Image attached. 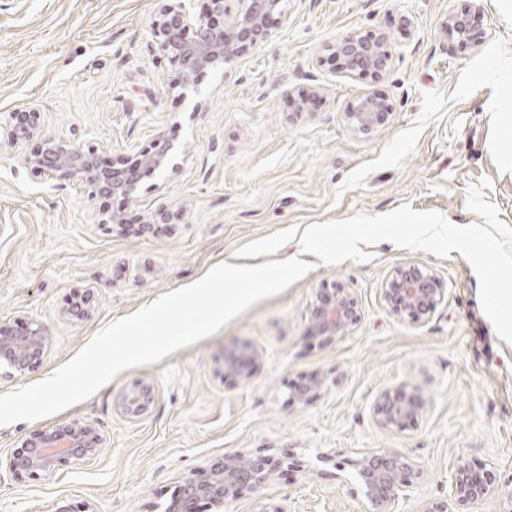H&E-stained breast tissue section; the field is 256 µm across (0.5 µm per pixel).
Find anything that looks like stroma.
Returning a JSON list of instances; mask_svg holds the SVG:
<instances>
[{
    "label": "stroma",
    "instance_id": "35a3bbf8",
    "mask_svg": "<svg viewBox=\"0 0 512 512\" xmlns=\"http://www.w3.org/2000/svg\"><path fill=\"white\" fill-rule=\"evenodd\" d=\"M465 0H283L266 42L194 87L175 84L153 25L162 0H0V116L34 111L41 126L13 145L0 132V326L44 324L50 346L34 370L0 378V394L39 382L108 323L201 279L219 263L261 265L299 256L313 223L410 204L465 226L470 185L512 227V170L498 134L512 121V0H480L475 45L447 49L441 25ZM386 34L384 80L346 75L336 38ZM384 96L388 123L368 136L347 126V105ZM56 139L97 151L101 164L134 163L156 140L179 152L174 170L143 180L125 201L126 225L108 223L110 198L81 177L49 178L25 163ZM373 261L318 266L262 299L217 333L159 362L120 372L87 400L37 421L0 427V457L28 432L77 418L106 447L47 479L0 470V512H52L66 499L92 512H164L188 474L233 451L300 460L276 469L262 493L289 512H366L354 463L396 448L421 466L403 512L448 495L457 461L496 475L470 512H512V344L483 313L479 281L460 253L441 259L384 241ZM432 267L447 296L422 324L397 320L379 288L393 266ZM339 280L361 319L329 344L308 338L314 290ZM91 293L90 312L67 315ZM259 352L250 380L216 374L223 349ZM320 377L317 398L288 400L290 385ZM150 382L152 410L139 420L117 394ZM429 400L415 425L379 429L370 408L399 381Z\"/></svg>",
    "mask_w": 512,
    "mask_h": 512
}]
</instances>
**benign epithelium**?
<instances>
[{
    "label": "benign epithelium",
    "instance_id": "benign-epithelium-1",
    "mask_svg": "<svg viewBox=\"0 0 512 512\" xmlns=\"http://www.w3.org/2000/svg\"><path fill=\"white\" fill-rule=\"evenodd\" d=\"M191 0H165L162 20L154 28V37L163 55L177 68V84L188 88L198 73L208 67H220L243 56L267 40L274 14L281 0H238L242 8L232 25L215 26L205 15L195 14ZM473 5L448 13L442 31L447 45L455 47L471 39ZM343 69L350 75L380 80L389 69L392 55L384 34L366 37L346 35L332 44ZM391 112L384 100L365 95L348 106L344 116L350 129L369 136L385 125ZM38 112H11L6 121L7 133L22 142L40 128ZM47 148L25 162L51 178L83 175L95 194H121L127 198L141 191L142 170L162 173L170 165L172 147L158 140L142 153L140 167H129L119 157L110 165L99 164L96 151L84 150L66 142L47 140ZM446 289L432 269L419 263H403L391 268L384 277L379 297L395 317L423 323L444 301ZM315 308L311 323L312 337L330 343L347 335L360 320L359 304L350 288L339 281H323L315 289ZM49 336L43 325L29 322L14 332L0 329V374L25 373L43 360ZM257 349L239 342L222 353L217 372L225 381L251 378ZM323 381L306 378L290 387L289 401L308 403L322 389ZM154 405L153 386L138 381L116 397V407L131 420L148 414ZM428 399L422 390L400 381L378 392L371 415L375 425L385 431H403L417 423L427 410ZM106 439L91 422L73 419L25 435L0 466L18 478H41L55 473L68 463L80 464L96 457ZM423 470L395 448L370 452L357 461L361 493L371 512H400L401 503L411 496ZM271 474L267 458L260 453L229 452L210 464L201 476L183 478L166 512H199L206 503L214 512H223L224 503L237 499L243 490H259ZM493 492V474L479 472L463 461L448 474V498L426 505L423 512H454L452 506L470 507L486 501ZM251 512H288L285 504L273 505L268 498H254Z\"/></svg>",
    "mask_w": 512,
    "mask_h": 512
}]
</instances>
